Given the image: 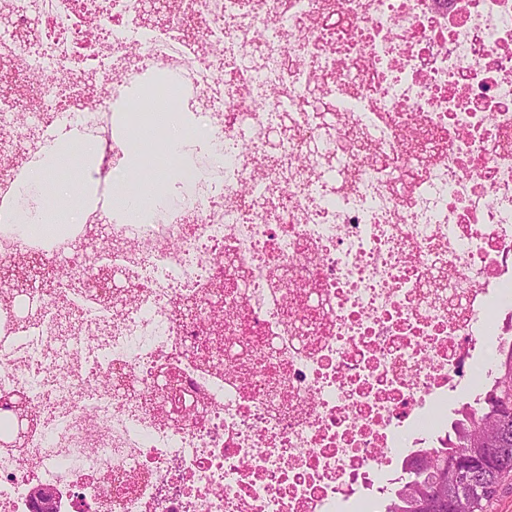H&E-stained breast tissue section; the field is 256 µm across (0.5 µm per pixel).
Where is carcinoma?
<instances>
[{"label": "carcinoma", "instance_id": "1", "mask_svg": "<svg viewBox=\"0 0 512 512\" xmlns=\"http://www.w3.org/2000/svg\"><path fill=\"white\" fill-rule=\"evenodd\" d=\"M433 465L424 469L421 458ZM512 476V342L499 347L494 375L477 408L461 410L440 448H421L395 479L385 512H452L461 492L474 512H488L498 488Z\"/></svg>", "mask_w": 512, "mask_h": 512}]
</instances>
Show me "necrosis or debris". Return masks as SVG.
Instances as JSON below:
<instances>
[{
    "instance_id": "necrosis-or-debris-1",
    "label": "necrosis or debris",
    "mask_w": 512,
    "mask_h": 512,
    "mask_svg": "<svg viewBox=\"0 0 512 512\" xmlns=\"http://www.w3.org/2000/svg\"><path fill=\"white\" fill-rule=\"evenodd\" d=\"M0 0L4 396L33 426L0 446V512H378L388 473L448 431L447 398L512 339V0ZM183 116L178 191L128 223L110 184L137 146L119 107ZM103 187L62 233L17 221L57 131ZM107 225L118 297L78 256ZM224 286V326L209 317Z\"/></svg>"
}]
</instances>
